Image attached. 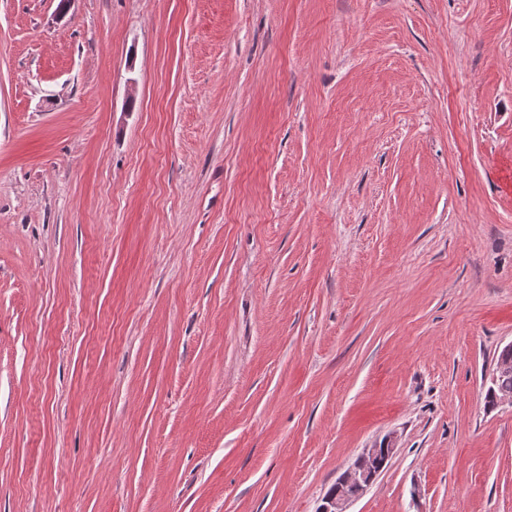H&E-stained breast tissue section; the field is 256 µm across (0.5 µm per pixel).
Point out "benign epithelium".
Here are the masks:
<instances>
[{"instance_id":"1","label":"benign epithelium","mask_w":512,"mask_h":512,"mask_svg":"<svg viewBox=\"0 0 512 512\" xmlns=\"http://www.w3.org/2000/svg\"><path fill=\"white\" fill-rule=\"evenodd\" d=\"M395 452V440L390 437L382 448H366L356 461L337 480L336 492L327 496L318 512H348L352 501L358 498L384 470L387 461ZM350 485L355 489L352 495L342 492Z\"/></svg>"}]
</instances>
